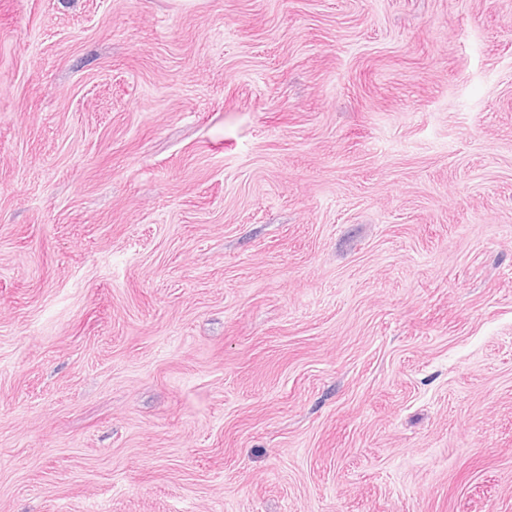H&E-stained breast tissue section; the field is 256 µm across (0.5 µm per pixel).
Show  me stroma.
<instances>
[{"label": "stroma", "instance_id": "1", "mask_svg": "<svg viewBox=\"0 0 512 512\" xmlns=\"http://www.w3.org/2000/svg\"><path fill=\"white\" fill-rule=\"evenodd\" d=\"M0 512H512V0H0Z\"/></svg>", "mask_w": 512, "mask_h": 512}]
</instances>
